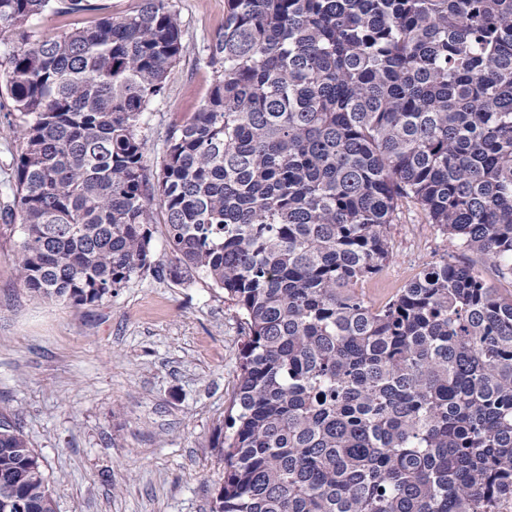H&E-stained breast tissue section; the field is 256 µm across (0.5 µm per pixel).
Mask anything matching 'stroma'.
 Instances as JSON below:
<instances>
[{"instance_id": "35a3bbf8", "label": "stroma", "mask_w": 512, "mask_h": 512, "mask_svg": "<svg viewBox=\"0 0 512 512\" xmlns=\"http://www.w3.org/2000/svg\"><path fill=\"white\" fill-rule=\"evenodd\" d=\"M171 4L183 48L141 125L152 181L169 130L210 94L203 59L224 27V0ZM388 235L389 261L363 284L375 304L444 256L512 293L511 281L412 210ZM16 241L0 222V413L39 453L56 512H210L247 340L238 308L206 279L149 272L91 304L39 298L19 282Z\"/></svg>"}]
</instances>
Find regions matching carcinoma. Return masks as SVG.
<instances>
[{"label": "carcinoma", "instance_id": "1", "mask_svg": "<svg viewBox=\"0 0 512 512\" xmlns=\"http://www.w3.org/2000/svg\"><path fill=\"white\" fill-rule=\"evenodd\" d=\"M92 0H0L18 141V277L93 303L203 275L248 339L211 512H501L512 502V295L444 258L384 305L361 285L413 204L512 279V0H225L207 100L145 174L143 115L182 51L170 0L37 37ZM173 259L154 258L151 207ZM55 512L0 419V483Z\"/></svg>", "mask_w": 512, "mask_h": 512}]
</instances>
